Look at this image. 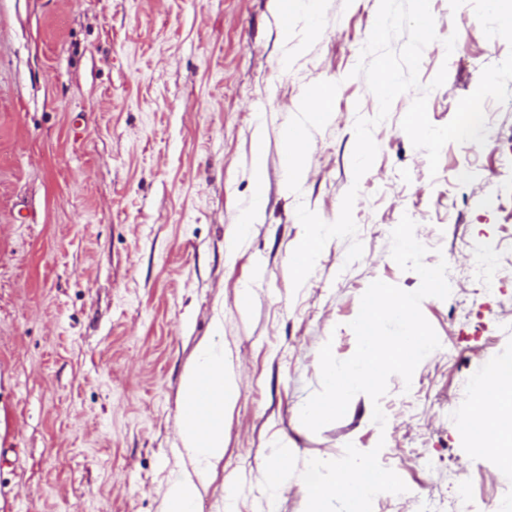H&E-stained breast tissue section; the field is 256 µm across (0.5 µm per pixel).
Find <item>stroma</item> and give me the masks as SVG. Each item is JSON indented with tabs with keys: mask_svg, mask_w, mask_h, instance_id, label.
I'll return each mask as SVG.
<instances>
[{
	"mask_svg": "<svg viewBox=\"0 0 512 512\" xmlns=\"http://www.w3.org/2000/svg\"><path fill=\"white\" fill-rule=\"evenodd\" d=\"M379 3L301 0L287 45L275 0H0V512H162L169 478L191 468L181 378L212 337L238 396L194 512H225L229 498L235 512H267L275 458L288 476L277 512H305L308 461L349 444L379 449L408 487L372 512H419L423 495L434 512H512V466L462 430L476 381L512 362V281L485 292L462 248L512 257V172L501 165L512 142L447 143L430 174L400 126L410 91L374 128L377 156L354 178L356 118L379 103L353 70ZM430 10L438 39L418 80L441 126L512 53V26L487 18L484 0ZM326 86L328 117L294 149L306 177L291 182L284 132ZM354 185L361 257L347 262L349 240L331 239L294 287L297 206L334 222ZM405 215L424 263L457 269L447 299L421 303L441 346L411 384L392 376L380 403L356 394L341 419L310 431L300 411L321 388V347L354 354L351 323L372 282L421 284L391 257ZM252 168L254 173V196L253 205L254 208H259L265 196L264 184H263V169H264V156H263V145L262 142L257 140L253 148V162Z\"/></svg>",
	"mask_w": 512,
	"mask_h": 512,
	"instance_id": "1",
	"label": "stroma"
}]
</instances>
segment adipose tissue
Returning <instances> with one entry per match:
<instances>
[{"mask_svg":"<svg viewBox=\"0 0 512 512\" xmlns=\"http://www.w3.org/2000/svg\"><path fill=\"white\" fill-rule=\"evenodd\" d=\"M207 389H200V381ZM473 417L477 427L468 431L473 442L494 440L497 446H512V364L499 366L475 388ZM236 384L224 373V349L209 341L196 348L192 367L181 383L182 412L178 436L196 474H177L169 479L163 512H193L199 495L198 480L207 479L224 457V413L234 403Z\"/></svg>","mask_w":512,"mask_h":512,"instance_id":"1","label":"adipose tissue"}]
</instances>
